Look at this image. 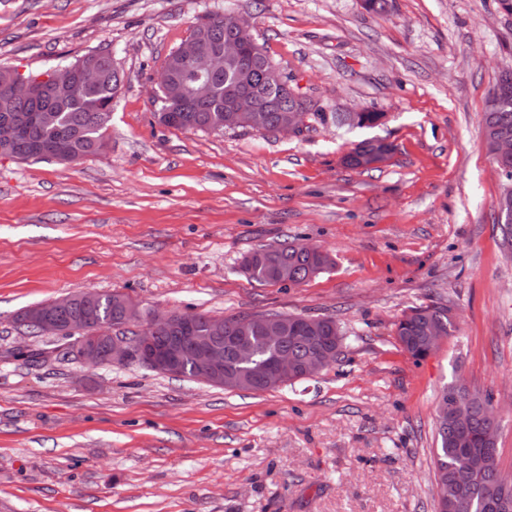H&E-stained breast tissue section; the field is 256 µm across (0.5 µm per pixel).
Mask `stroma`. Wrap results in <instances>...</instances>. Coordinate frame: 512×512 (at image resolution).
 <instances>
[{"mask_svg":"<svg viewBox=\"0 0 512 512\" xmlns=\"http://www.w3.org/2000/svg\"><path fill=\"white\" fill-rule=\"evenodd\" d=\"M250 18L322 111L300 135L161 124L166 57L206 16ZM106 51L125 80L106 149L75 164L0 156V512H435L436 397L490 391L512 474V235L483 141L512 15L494 0H0V66L39 73ZM392 146L347 166L365 139ZM334 265L261 285L244 255L283 241ZM92 289L143 309L336 320L341 360L274 390L227 391L136 361L86 370L66 340L15 324ZM455 328L417 361L409 307Z\"/></svg>","mask_w":512,"mask_h":512,"instance_id":"obj_1","label":"stroma"}]
</instances>
